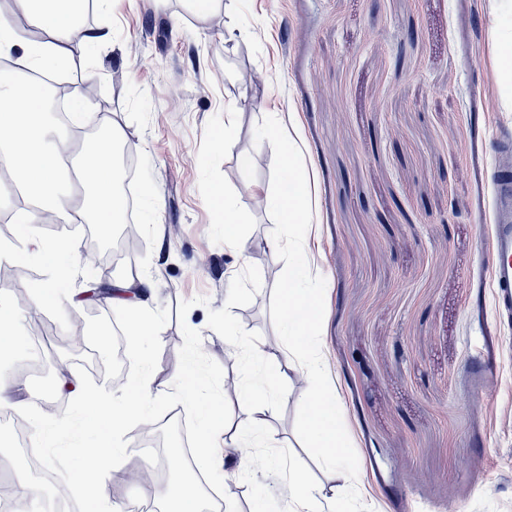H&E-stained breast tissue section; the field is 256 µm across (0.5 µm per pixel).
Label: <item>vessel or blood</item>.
I'll use <instances>...</instances> for the list:
<instances>
[{
  "instance_id": "obj_1",
  "label": "vessel or blood",
  "mask_w": 512,
  "mask_h": 512,
  "mask_svg": "<svg viewBox=\"0 0 512 512\" xmlns=\"http://www.w3.org/2000/svg\"><path fill=\"white\" fill-rule=\"evenodd\" d=\"M497 218L493 226L496 262L492 286L499 302L512 303V177L502 176L495 183Z\"/></svg>"
}]
</instances>
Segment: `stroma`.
I'll list each match as a JSON object with an SVG mask.
<instances>
[{
  "mask_svg": "<svg viewBox=\"0 0 512 512\" xmlns=\"http://www.w3.org/2000/svg\"><path fill=\"white\" fill-rule=\"evenodd\" d=\"M87 27L112 40L92 53L73 48L58 83L94 81L80 127L48 120L56 135L92 143L111 114L133 146L134 222L142 242L131 261L93 269L96 286L130 273L149 280L153 335L135 342L109 302L78 341L79 314L45 309L47 339L25 337L8 370L20 381L5 412L25 423L74 408L57 391L58 362L85 387L121 391V382L84 365L83 348L110 356L105 337L123 335L126 376L139 370L134 346L168 395L151 422L170 412L199 434L197 412L175 392L188 343H197L207 393L223 397L243 373L224 342V321L263 350L272 369L285 360L270 317L272 286L284 266L265 244L274 153L255 139L267 116L295 122L312 174L310 249L326 281L321 352L357 453L355 481L371 512H512V315L491 287L487 231L492 187L512 166V112L502 111L493 62L496 25L487 0H215L196 13L190 0H114L88 6ZM262 76L249 84V73ZM235 135L225 139L224 125ZM231 192L248 218L244 259L224 246L214 195ZM246 266L243 288L233 286ZM303 380L281 387L250 462L212 487L239 512H293L288 469L305 471L321 503L343 492L295 432ZM150 424H127L123 454L96 474L111 512L162 489L139 479L153 469L135 445ZM82 442L36 448L54 474L41 485L28 449L0 425V487H41L42 499L76 476Z\"/></svg>",
  "mask_w": 512,
  "mask_h": 512,
  "instance_id": "35a3bbf8",
  "label": "stroma"
}]
</instances>
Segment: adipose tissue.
Masks as SVG:
<instances>
[{
  "mask_svg": "<svg viewBox=\"0 0 512 512\" xmlns=\"http://www.w3.org/2000/svg\"><path fill=\"white\" fill-rule=\"evenodd\" d=\"M86 4L87 0H20L28 23L42 34L38 41L27 39L10 21L0 19V55L14 59L13 68L0 71V133L7 135L6 140H0V167L5 168L9 182L20 189L27 203L21 217L23 243H0V260L20 259L42 265L45 270L25 307L14 308L0 301V358L9 354L16 338L44 308L63 301L76 309L81 306L79 291L72 286L80 269L75 262L77 242L43 237L34 232V225L41 223L44 214L51 213L60 221L94 224L108 232L119 223L124 209V200L114 184L112 158L113 141L125 139L122 129L111 116L102 115L108 140L82 149L78 172L84 193L78 201H70L61 173L69 148L63 140L50 137V86L35 79L39 73L67 69L72 61L71 45L90 52L111 40L109 29L79 24ZM489 7L498 21L492 40L500 101L504 111L512 112V0H489ZM149 296L150 288L145 283L136 286L130 280L118 279L112 284V306L122 311L131 335L148 336L154 330L156 321L147 312ZM235 334V327L225 324L224 336L233 339L243 360L244 377L235 388L240 403L252 412L248 427H232L222 401L202 391L206 374L197 345H188L184 351L183 374L176 391L199 411L200 455L210 457L215 441L222 438L237 448L240 459L245 461L266 427L267 403L287 375L282 371L267 372L263 351L236 339ZM57 388L68 391L77 401L78 412L39 422L38 442L51 448L71 434H93V441L82 448L77 471L85 477L83 498L89 512H104V491L91 475L117 458L115 442L126 423L149 422L151 407L159 395L146 372L134 376L122 395L113 399L85 390L78 378L64 373L58 378Z\"/></svg>",
  "mask_w": 512,
  "mask_h": 512,
  "instance_id": "adipose-tissue-1",
  "label": "adipose tissue"
}]
</instances>
